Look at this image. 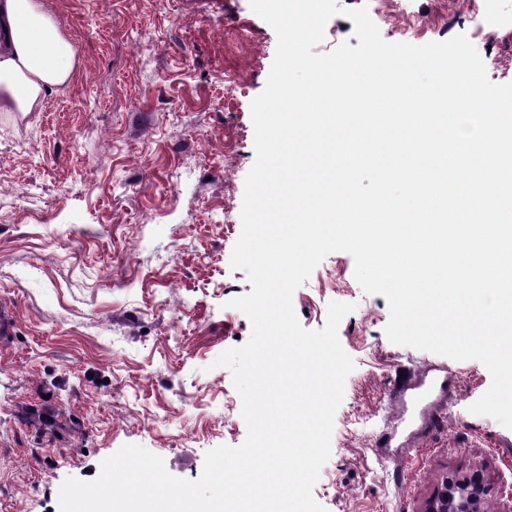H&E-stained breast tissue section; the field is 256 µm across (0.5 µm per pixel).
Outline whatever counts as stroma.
<instances>
[{
  "mask_svg": "<svg viewBox=\"0 0 512 512\" xmlns=\"http://www.w3.org/2000/svg\"><path fill=\"white\" fill-rule=\"evenodd\" d=\"M367 7L382 37L422 45L466 34L488 79L512 82V0H339ZM72 41V80L42 111L0 112V512H59L66 478L95 479L122 445L200 477L206 452L247 436L226 349L252 290L232 269L244 179L255 159L250 104L275 56L249 0H45ZM354 304L340 343L355 368L313 488L326 512H424L450 476L480 474L484 512H512V429L470 405L491 376L393 344L384 296L329 253L294 293L300 324ZM447 367L444 425L418 440L391 405L405 369ZM392 435L380 448V431Z\"/></svg>",
  "mask_w": 512,
  "mask_h": 512,
  "instance_id": "stroma-1",
  "label": "stroma"
}]
</instances>
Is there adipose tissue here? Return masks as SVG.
Masks as SVG:
<instances>
[{
	"mask_svg": "<svg viewBox=\"0 0 512 512\" xmlns=\"http://www.w3.org/2000/svg\"><path fill=\"white\" fill-rule=\"evenodd\" d=\"M76 51L44 0H0V112L25 118L72 77Z\"/></svg>",
	"mask_w": 512,
	"mask_h": 512,
	"instance_id": "obj_1",
	"label": "adipose tissue"
}]
</instances>
